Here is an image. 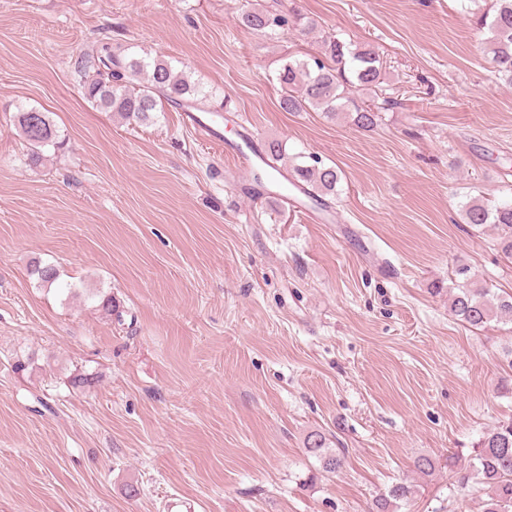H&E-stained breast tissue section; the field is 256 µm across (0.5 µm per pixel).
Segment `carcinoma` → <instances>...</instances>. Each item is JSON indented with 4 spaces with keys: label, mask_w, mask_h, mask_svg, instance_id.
Returning <instances> with one entry per match:
<instances>
[{
    "label": "carcinoma",
    "mask_w": 512,
    "mask_h": 512,
    "mask_svg": "<svg viewBox=\"0 0 512 512\" xmlns=\"http://www.w3.org/2000/svg\"><path fill=\"white\" fill-rule=\"evenodd\" d=\"M241 27L264 36L289 24L288 17L267 7H254L241 13ZM477 24L488 29V53L498 72L512 83V0H494L491 11L477 17ZM81 88L85 98L98 109L120 117L128 124H144L153 119L163 102L199 108L206 105L207 94L177 72L170 63L146 57H129L115 53L103 44L85 54L79 65ZM281 88L279 105L285 112L319 110L328 118L351 112L357 127L370 130L377 125L382 105H358L354 92L378 87L382 79L379 55L371 48L356 46L328 35L323 39V57L291 60L276 75ZM13 122L29 148V163L38 166L45 160V150L57 147L58 131L48 113L37 108H22ZM264 169L255 173L260 182L268 173H280L278 163H286L285 145L271 141L265 150ZM293 183L303 187L306 196L317 205H326L325 197L336 193L340 176L315 153L299 154L292 161ZM464 223L475 227L491 224L497 231V244L512 259V202L491 205L479 197L471 198L462 209ZM27 273L42 288L59 287V269L53 264L33 261ZM456 275L463 281L450 295V310L457 319L473 328H483L495 320L512 324V294L492 295L478 285L461 267ZM306 450L320 463L323 471L335 473L343 465V456L328 447V438L320 431L306 437ZM461 484L469 482L487 491L484 512H512V419L485 433L476 443L475 454L465 467ZM414 493L412 486L399 483L376 497L371 512H395L397 502Z\"/></svg>",
    "instance_id": "carcinoma-1"
}]
</instances>
